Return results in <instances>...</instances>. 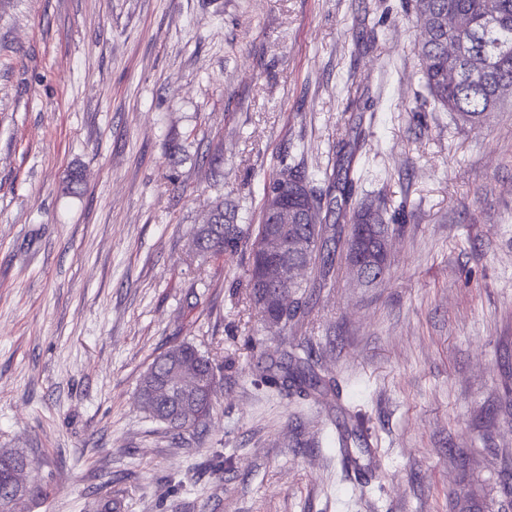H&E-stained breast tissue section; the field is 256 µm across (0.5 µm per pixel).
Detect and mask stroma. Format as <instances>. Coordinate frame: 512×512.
<instances>
[{"label":"stroma","instance_id":"stroma-1","mask_svg":"<svg viewBox=\"0 0 512 512\" xmlns=\"http://www.w3.org/2000/svg\"><path fill=\"white\" fill-rule=\"evenodd\" d=\"M409 0H0V448L24 512H498L512 499V108L434 110ZM362 133L358 197L405 208L391 277L347 265L287 329L249 250L201 264L216 199ZM77 173L79 190L68 176ZM220 368L180 435L137 404L179 342ZM343 398L260 380L291 345ZM372 476L346 477L337 423Z\"/></svg>","mask_w":512,"mask_h":512}]
</instances>
